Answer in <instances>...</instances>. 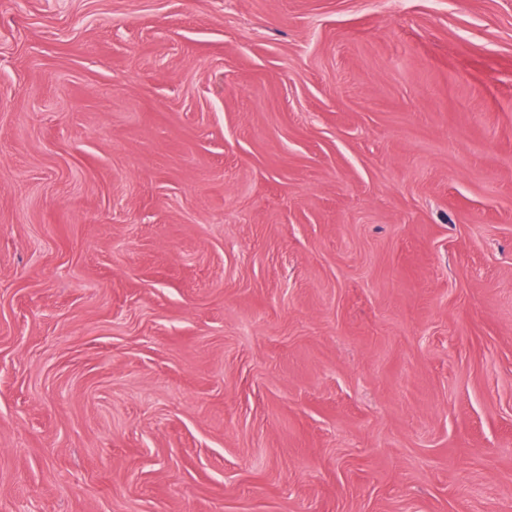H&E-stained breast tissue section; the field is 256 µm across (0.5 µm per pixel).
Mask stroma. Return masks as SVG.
I'll list each match as a JSON object with an SVG mask.
<instances>
[{"instance_id":"35a3bbf8","label":"stroma","mask_w":512,"mask_h":512,"mask_svg":"<svg viewBox=\"0 0 512 512\" xmlns=\"http://www.w3.org/2000/svg\"><path fill=\"white\" fill-rule=\"evenodd\" d=\"M0 512H512V0H0Z\"/></svg>"}]
</instances>
